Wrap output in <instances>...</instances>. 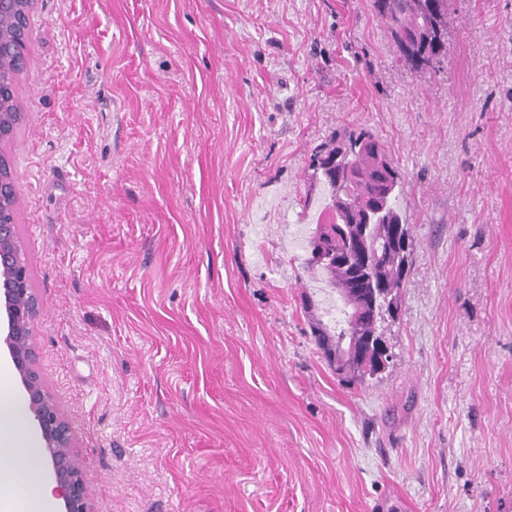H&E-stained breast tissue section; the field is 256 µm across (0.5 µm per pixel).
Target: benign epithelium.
<instances>
[{"mask_svg":"<svg viewBox=\"0 0 512 512\" xmlns=\"http://www.w3.org/2000/svg\"><path fill=\"white\" fill-rule=\"evenodd\" d=\"M35 0H0V18L14 14L18 24L12 28L0 25V66H9L12 76L0 78V102H14L16 79L26 59V26ZM21 119L19 112L0 113V145L10 140ZM18 199L11 173L0 170V345L6 347L19 380L26 392L28 408L42 440V452L51 465L55 494L63 501V512H91L89 494L82 469L74 450L68 422L46 387L38 369V347L31 325L38 310V301L31 288L27 256L15 233ZM336 232L330 225L322 226L312 254L313 264H329L341 257L339 250L326 248L325 239ZM393 288L372 289L371 303L357 308L343 303L347 327L365 328L363 345L356 348L352 336L333 339L336 354L333 365L339 375L365 380L381 374L390 359L378 323L395 306Z\"/></svg>","mask_w":512,"mask_h":512,"instance_id":"obj_1","label":"benign epithelium"}]
</instances>
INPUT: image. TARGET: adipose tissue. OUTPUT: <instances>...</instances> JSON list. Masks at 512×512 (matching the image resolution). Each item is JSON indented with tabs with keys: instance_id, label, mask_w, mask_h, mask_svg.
<instances>
[{
	"instance_id": "1",
	"label": "adipose tissue",
	"mask_w": 512,
	"mask_h": 512,
	"mask_svg": "<svg viewBox=\"0 0 512 512\" xmlns=\"http://www.w3.org/2000/svg\"><path fill=\"white\" fill-rule=\"evenodd\" d=\"M28 419L7 367L0 365V512H52L54 498L38 474L41 459L35 440L28 435Z\"/></svg>"
}]
</instances>
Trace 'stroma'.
Masks as SVG:
<instances>
[{
  "mask_svg": "<svg viewBox=\"0 0 512 512\" xmlns=\"http://www.w3.org/2000/svg\"><path fill=\"white\" fill-rule=\"evenodd\" d=\"M5 148L92 512H512V0L411 73L370 0H37ZM405 176L391 361L342 381L314 148Z\"/></svg>",
  "mask_w": 512,
  "mask_h": 512,
  "instance_id": "stroma-1",
  "label": "stroma"
}]
</instances>
